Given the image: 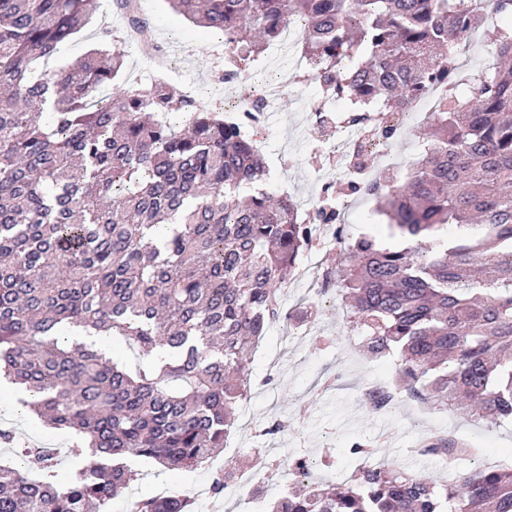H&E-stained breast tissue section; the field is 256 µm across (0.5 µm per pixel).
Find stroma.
I'll use <instances>...</instances> for the list:
<instances>
[{"label":"stroma","instance_id":"1","mask_svg":"<svg viewBox=\"0 0 512 512\" xmlns=\"http://www.w3.org/2000/svg\"><path fill=\"white\" fill-rule=\"evenodd\" d=\"M156 26V40L167 47L173 87L194 85L202 101L212 107L246 102L259 90L278 86L282 92L272 112L267 113L253 135L269 169L270 184L282 183L291 196L306 199L317 194L323 183L341 184L334 169L321 167L305 138L308 103L320 98L315 84L302 85L290 64L291 49L277 59L257 62L247 79L228 87L211 79L213 53L221 33L203 31L175 16L166 0H144ZM349 335L348 310L337 302L334 315L306 338L283 334L281 324L271 325L248 362L251 391L247 412L238 414L228 440L238 454L224 453L192 471L145 470L129 489L112 498L105 512H128L132 499L157 495L160 487L179 486L196 502L197 512H266L269 501L281 497L282 487L267 488L265 500H237L231 506L214 501L210 486L220 465L238 459L245 470L265 468L272 460L285 463L304 458L316 482L339 481L344 470L357 469L362 459L349 451L361 439L376 448L383 465L413 472L436 484L448 481V470L439 458L422 456L417 448L430 433H445L475 447L462 472L482 468L488 455L512 456V422L487 424L444 410L420 416L417 404L405 401L389 415H380L361 405L360 387L372 380L391 379L394 365L384 359H368L345 348ZM12 427L17 443L57 449L60 482L73 479L78 460L67 452L68 432L48 428L39 421L0 409V426Z\"/></svg>","mask_w":512,"mask_h":512}]
</instances>
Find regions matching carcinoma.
<instances>
[{
	"instance_id": "1",
	"label": "carcinoma",
	"mask_w": 512,
	"mask_h": 512,
	"mask_svg": "<svg viewBox=\"0 0 512 512\" xmlns=\"http://www.w3.org/2000/svg\"><path fill=\"white\" fill-rule=\"evenodd\" d=\"M98 0H0V366L36 393L38 418L86 459L56 485L47 448L27 478L0 458V512H96L143 461L193 470L224 448L249 391L247 356L288 319L282 288L309 238L290 198L263 189L249 110L224 115L171 86L122 80L124 35L52 69ZM224 34L234 69L304 23L302 54L353 119L404 112L450 78L466 32L488 29L494 63L442 103L398 178L372 195L387 236L348 237L336 286L373 356L401 353L373 409L408 397L495 424L512 419V29L487 28L473 0H168ZM460 233L448 238V227ZM432 246H417L421 240ZM74 326L133 347L131 368L62 341ZM470 451L432 438L425 455ZM132 512H194L172 493ZM267 512H512V465L440 489L363 469L339 488H293Z\"/></svg>"
}]
</instances>
